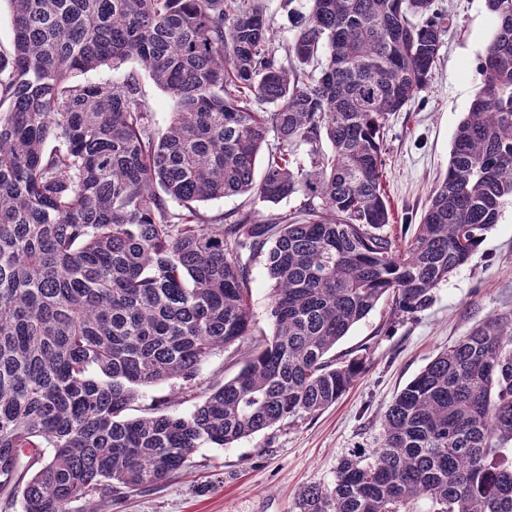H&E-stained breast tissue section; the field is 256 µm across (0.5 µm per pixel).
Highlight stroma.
I'll return each instance as SVG.
<instances>
[{
    "mask_svg": "<svg viewBox=\"0 0 512 512\" xmlns=\"http://www.w3.org/2000/svg\"><path fill=\"white\" fill-rule=\"evenodd\" d=\"M446 33L434 78L383 132L386 191L397 233L413 235L433 187L448 171L456 128L480 85L479 64L493 34L485 0H438ZM255 333L271 335L267 317L273 283L262 258L250 263ZM512 318V204L469 262L432 291L429 304L394 314L380 301L336 345V353L364 352L357 381L335 405L243 438L231 448H201L168 482L133 491L99 512H292L297 493L330 485L338 459L355 448L378 447L381 418L399 392L438 352L492 317ZM241 355L218 349L202 365L194 397L181 396L182 380L140 389L131 406L147 412L187 413L210 386L232 378Z\"/></svg>",
    "mask_w": 512,
    "mask_h": 512,
    "instance_id": "1",
    "label": "stroma"
}]
</instances>
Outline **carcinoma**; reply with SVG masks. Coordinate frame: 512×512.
I'll list each match as a JSON object with an SVG mask.
<instances>
[{"mask_svg": "<svg viewBox=\"0 0 512 512\" xmlns=\"http://www.w3.org/2000/svg\"><path fill=\"white\" fill-rule=\"evenodd\" d=\"M0 49V499L22 512L114 502L336 404L364 371L329 353L392 298L424 306L512 199V0L448 172L413 236L389 230L381 129L434 76L436 0H304L287 61L257 0H9ZM133 59L112 82L74 74ZM147 73L173 103L155 128ZM274 109L269 110L267 106ZM328 142L330 151L322 150ZM267 159L261 180L256 160ZM249 194L293 210L210 218ZM175 203L180 211L171 210ZM274 334L189 414L129 417L251 335L250 262ZM512 320L437 354L393 398L381 443L300 490L293 512H512ZM250 201L249 197L244 196H233L228 198H223L219 200H212L205 203L199 204V210L206 215L209 216H217L226 211L235 209V208H249Z\"/></svg>", "mask_w": 512, "mask_h": 512, "instance_id": "obj_1", "label": "carcinoma"}]
</instances>
